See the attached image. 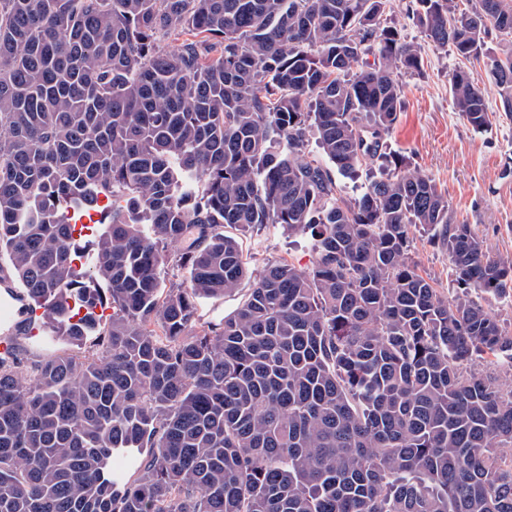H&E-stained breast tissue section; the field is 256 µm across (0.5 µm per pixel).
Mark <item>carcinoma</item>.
Listing matches in <instances>:
<instances>
[{"mask_svg": "<svg viewBox=\"0 0 512 512\" xmlns=\"http://www.w3.org/2000/svg\"><path fill=\"white\" fill-rule=\"evenodd\" d=\"M387 2L0 0V253L48 339L92 344L30 385L0 357V512H512V394L471 369H512L479 302L508 294L512 261L384 151L394 71L419 68ZM406 12L462 58L512 36V0ZM487 72L512 114V54ZM451 91L486 130L481 80L459 69ZM376 161L344 201L335 175ZM105 196L79 277L68 210ZM256 224L309 236L313 266H268L198 329V301L247 276L224 226ZM415 224L457 288L409 261ZM170 244L186 278L166 290Z\"/></svg>", "mask_w": 512, "mask_h": 512, "instance_id": "carcinoma-1", "label": "carcinoma"}]
</instances>
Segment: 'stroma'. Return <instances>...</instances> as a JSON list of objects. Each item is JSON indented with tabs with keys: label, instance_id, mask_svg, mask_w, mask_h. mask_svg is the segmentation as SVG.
<instances>
[{
	"label": "stroma",
	"instance_id": "35a3bbf8",
	"mask_svg": "<svg viewBox=\"0 0 512 512\" xmlns=\"http://www.w3.org/2000/svg\"><path fill=\"white\" fill-rule=\"evenodd\" d=\"M407 2L391 0L384 19L406 41L419 46L421 66L397 72L404 89L403 108L386 138L387 148L404 159L405 171L423 173L436 182L454 220L470 225L492 255L512 260V116L503 110L499 88L486 77L489 57L512 53V36L490 33L479 56L466 60L428 43L407 20ZM459 68L484 79L491 119L486 131H474L453 105L450 78ZM229 234L243 248L249 275L235 294L201 300L199 316L205 323L231 313L267 265L285 262L307 269L314 261L309 237L278 224L233 228ZM408 256L434 287L451 288L448 254L432 243L426 228L411 226Z\"/></svg>",
	"mask_w": 512,
	"mask_h": 512
}]
</instances>
